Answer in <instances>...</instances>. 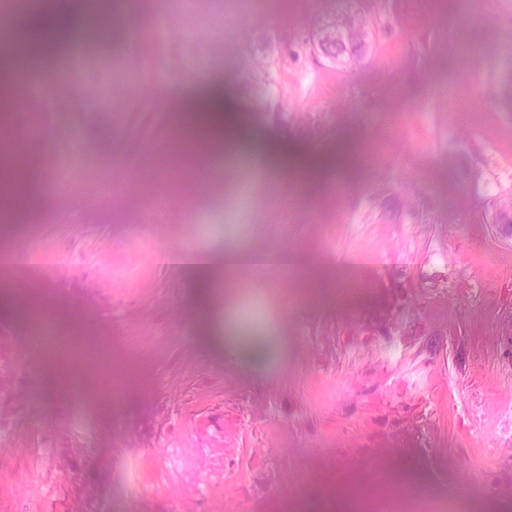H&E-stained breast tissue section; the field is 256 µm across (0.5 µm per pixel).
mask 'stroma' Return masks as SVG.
Segmentation results:
<instances>
[{
  "label": "stroma",
  "mask_w": 512,
  "mask_h": 512,
  "mask_svg": "<svg viewBox=\"0 0 512 512\" xmlns=\"http://www.w3.org/2000/svg\"><path fill=\"white\" fill-rule=\"evenodd\" d=\"M104 2L102 47L79 27L0 113L21 173L0 252L40 259L0 265V512H178L200 484L199 512H374V491L502 512L512 234L488 203L512 186V0ZM360 5L377 22L361 67L309 51L322 13ZM268 41L286 60L260 103L240 71ZM48 76L68 96L43 98ZM210 87L269 157H175L181 105ZM225 248L334 266L203 294L167 261ZM228 294L285 356L253 367L214 342Z\"/></svg>",
  "instance_id": "obj_1"
}]
</instances>
